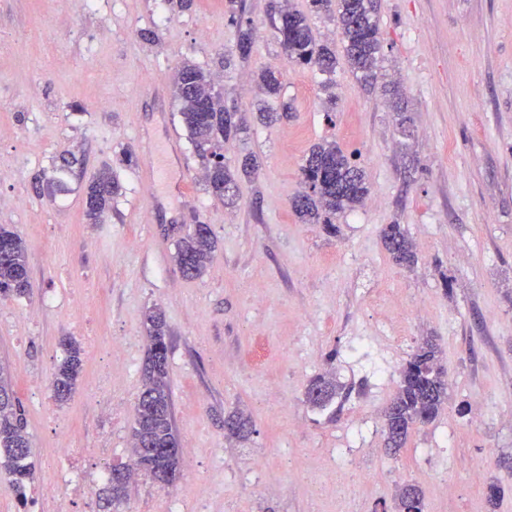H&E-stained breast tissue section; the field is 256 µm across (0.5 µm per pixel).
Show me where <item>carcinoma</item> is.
I'll list each match as a JSON object with an SVG mask.
<instances>
[{
	"mask_svg": "<svg viewBox=\"0 0 512 512\" xmlns=\"http://www.w3.org/2000/svg\"><path fill=\"white\" fill-rule=\"evenodd\" d=\"M310 11L324 15L336 23L341 36L343 57L349 71L365 86L374 85L380 76L382 50L377 0H309ZM224 13L238 31L235 48L224 53V65L234 60L246 61L252 49L241 47L254 42V28L245 18V0H225ZM271 27L287 59L299 66L314 68L323 75L336 73V50L321 41L306 13L296 10L288 0L271 5ZM174 95L180 103L182 124L188 132L197 155L206 161L204 179L209 192L221 199L233 198L237 176L257 171L256 159L249 157L241 172L231 170L219 153L224 141L237 136L243 118L224 107V95L216 87L213 74L201 66L183 60L175 67ZM258 88L270 99L281 96V73L263 68L258 74ZM304 191L292 201V208L305 224H321L329 236L337 234L336 216L361 205L369 193L363 169L357 166L334 142L313 146L300 168ZM122 186L108 167L98 171L86 190L85 217L99 223L112 209V200ZM382 239L392 259L410 266L416 256L407 231L399 224H389ZM215 248L210 227L195 224L178 240L174 260L186 278L200 276ZM28 250L21 236L0 226V300L20 298L29 292ZM149 339L148 355L143 369L145 385L136 406L131 432L132 448L140 472L164 486L180 473L181 441L172 421L171 391L168 380L169 331L163 314L151 311L146 317ZM65 357L56 366L52 389L59 402L68 399L82 370V349L70 338L63 340ZM353 391L327 373L312 377L306 386V400L319 411L336 417ZM448 402L447 373L441 365V349L435 338L421 339L399 369L393 397L385 408L384 445L392 453L405 447L409 434L417 424L434 421ZM22 409L10 386L0 376V460L11 478L21 503L27 501V486L34 477L31 460L32 444L25 431ZM228 434L245 438L253 424L241 413L224 420ZM129 477L124 469L114 467L102 489V500L108 505L127 501ZM412 507L424 512L420 492L412 485L399 487L397 509Z\"/></svg>",
	"mask_w": 512,
	"mask_h": 512,
	"instance_id": "cac0c4a2",
	"label": "carcinoma"
}]
</instances>
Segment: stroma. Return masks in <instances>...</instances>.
<instances>
[{
  "label": "stroma",
  "mask_w": 512,
  "mask_h": 512,
  "mask_svg": "<svg viewBox=\"0 0 512 512\" xmlns=\"http://www.w3.org/2000/svg\"><path fill=\"white\" fill-rule=\"evenodd\" d=\"M270 3L246 0L252 53L226 69L238 32L224 0H0V225L25 240L32 283L26 297L0 300V368L33 444L27 503L68 475L85 487L68 512H100L99 470L132 453L146 316L157 308L170 332L180 478L209 512H396L403 480L419 486L425 512H485L493 484L496 512H512V0H378L382 83L364 87L338 67L330 114L320 75L287 62ZM184 59L249 117L258 71L282 74L287 119L250 117L224 144L230 166L259 161L229 201L207 192L180 125L173 76ZM143 134L178 140L171 175L184 177L183 197L153 185ZM323 141L355 154L370 183L336 238L291 206L302 159ZM106 165L123 190L91 224L86 187ZM194 224L209 225L217 245L188 279L174 254ZM389 224L407 230L414 266L387 252ZM361 336L390 337L394 373L421 337H435L448 370L444 410L394 456L380 418L394 387L373 375L378 351L349 357ZM66 338L83 367L61 404L29 382L51 381ZM326 371L357 388L334 422L305 399L308 379ZM236 411L252 420L247 438L224 429ZM63 425L76 450L59 444ZM343 447L364 454L363 471L328 472L325 455ZM175 493L142 476L118 512H169Z\"/></svg>",
  "instance_id": "stroma-1"
}]
</instances>
